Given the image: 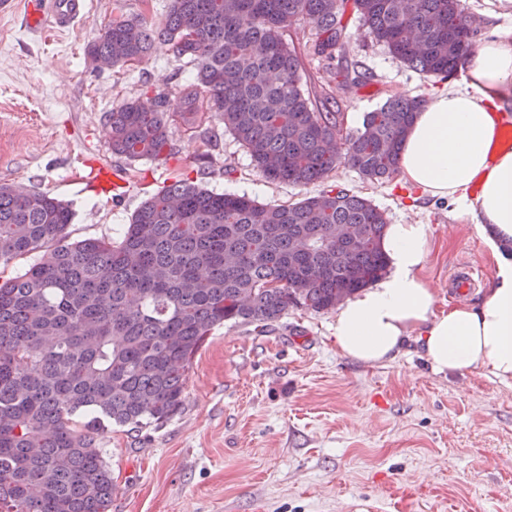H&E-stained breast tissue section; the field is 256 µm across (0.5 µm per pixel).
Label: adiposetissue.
I'll use <instances>...</instances> for the list:
<instances>
[{
	"mask_svg": "<svg viewBox=\"0 0 512 512\" xmlns=\"http://www.w3.org/2000/svg\"><path fill=\"white\" fill-rule=\"evenodd\" d=\"M510 99L512 31H493L468 54L460 86L417 112L400 155L401 180L431 197L460 201L467 186L480 180L476 218L498 258L486 298L438 310L435 292L418 274L427 252L426 225H389L382 249L390 273L336 311L333 335L341 354L380 365L414 336L437 371L485 370L512 380V150H494L495 111Z\"/></svg>",
	"mask_w": 512,
	"mask_h": 512,
	"instance_id": "1",
	"label": "adipose tissue"
}]
</instances>
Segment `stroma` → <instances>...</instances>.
<instances>
[{"label": "stroma", "mask_w": 512, "mask_h": 512, "mask_svg": "<svg viewBox=\"0 0 512 512\" xmlns=\"http://www.w3.org/2000/svg\"><path fill=\"white\" fill-rule=\"evenodd\" d=\"M23 2L0 13V184L67 204L68 242L119 238L143 201L185 175L261 204L295 203L329 184L368 198L388 223L427 225L418 273L440 304L477 302L489 288L497 261L473 222L474 198L448 204L344 165L324 185L274 183L214 118L216 149L175 124L172 154L113 155L107 112L159 91L177 99L193 72L165 45L97 72L86 47L113 17L159 21L167 0H91L72 31L42 38L25 30ZM343 23V48L326 68L306 54L303 83L312 100L335 94L344 130L388 97L447 88L372 41L353 11ZM466 267L474 284L460 294L452 279ZM334 319L294 307L263 332L213 330L190 365L180 413L101 436L115 483L109 512H512V381L436 371L413 343L386 364L357 362L337 350Z\"/></svg>", "instance_id": "1"}]
</instances>
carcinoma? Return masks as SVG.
Segmentation results:
<instances>
[{
  "mask_svg": "<svg viewBox=\"0 0 512 512\" xmlns=\"http://www.w3.org/2000/svg\"><path fill=\"white\" fill-rule=\"evenodd\" d=\"M348 6L427 76L450 77L478 33L461 0H169L159 24L121 16L87 47L120 69L169 45L195 69L178 108L159 92L108 113L112 153L169 155L170 124L195 129L212 111L271 181L322 183L341 164L371 182L392 178L423 99L390 97L342 137L335 97L324 110L313 103L284 38L311 20L308 54L324 65L343 45ZM71 221L48 193L0 184V265L42 252L0 281V512H109L115 484L98 434L174 417L212 330L272 326L293 307L334 309L388 266L384 213L346 189L260 205L178 179L138 207L117 241L69 243ZM338 224L360 226V241L336 245Z\"/></svg>",
  "mask_w": 512,
  "mask_h": 512,
  "instance_id": "obj_1",
  "label": "carcinoma"
}]
</instances>
